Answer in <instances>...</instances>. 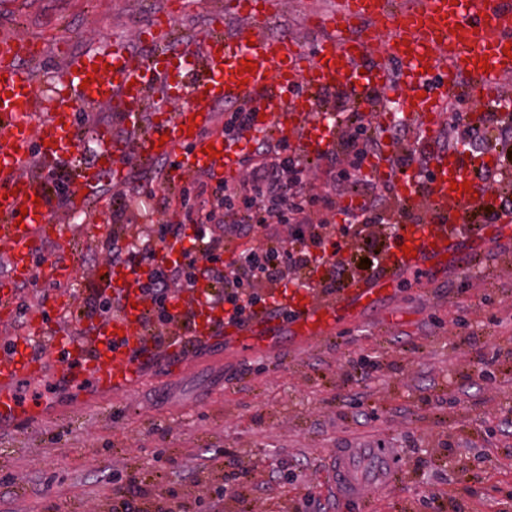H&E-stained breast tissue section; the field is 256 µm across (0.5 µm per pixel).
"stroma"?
<instances>
[{
    "label": "stroma",
    "mask_w": 512,
    "mask_h": 512,
    "mask_svg": "<svg viewBox=\"0 0 512 512\" xmlns=\"http://www.w3.org/2000/svg\"><path fill=\"white\" fill-rule=\"evenodd\" d=\"M267 31L305 47L325 37L312 15L337 0H274ZM226 0H0V41L40 42L30 68L48 90L67 58L120 38L135 56L147 48L140 27L160 15L178 48L223 20L228 34L250 26ZM82 160L91 161L94 131L132 143L134 128L117 111L83 107ZM56 228L41 256L75 267L68 283L43 278L12 282L5 344L41 324L77 336L93 323L87 296L100 292L101 246L112 213L57 208ZM383 243L379 228L348 235L325 275L366 272ZM195 366L166 376L167 357L144 371L131 391L104 393L91 379L74 380L61 363L14 388L37 416L0 424V512H110L116 488L147 487L214 512L203 486L224 489V512H235L224 462L234 454L254 465L251 492L261 512H512V239L494 246L474 269L401 275L397 291L376 310L344 319L334 334L309 346L276 340L266 353L242 357L232 338L204 344ZM393 449L395 488L356 501L337 499L327 462L337 448Z\"/></svg>",
    "instance_id": "stroma-1"
}]
</instances>
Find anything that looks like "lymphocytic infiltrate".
I'll return each mask as SVG.
<instances>
[{
    "label": "lymphocytic infiltrate",
    "instance_id": "f902f5d3",
    "mask_svg": "<svg viewBox=\"0 0 512 512\" xmlns=\"http://www.w3.org/2000/svg\"><path fill=\"white\" fill-rule=\"evenodd\" d=\"M337 111L346 124L336 148L310 158L287 139L252 148L241 159L234 180L213 182L208 172L196 173L193 191L171 194L165 182L145 194H122L123 209L154 215L152 231L165 242L181 239L183 227L163 221L170 208L180 209L187 222L198 225L192 247L180 260L156 267L140 290L150 310L156 349H164L169 327L183 326L173 315L171 299L193 291L206 280L220 288L219 301L229 323L248 326L260 310L274 311L279 322L290 314L274 307L278 286L322 257L336 234L338 215H350L362 225L379 223L377 202L383 184L361 179V162L373 156L374 112L379 93H372L366 110L347 112L349 97L333 92Z\"/></svg>",
    "mask_w": 512,
    "mask_h": 512
}]
</instances>
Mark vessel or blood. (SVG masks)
I'll return each mask as SVG.
<instances>
[{"label":"vessel or blood","instance_id":"1","mask_svg":"<svg viewBox=\"0 0 512 512\" xmlns=\"http://www.w3.org/2000/svg\"><path fill=\"white\" fill-rule=\"evenodd\" d=\"M239 13L255 23L237 37L211 33L197 55L177 53L174 41L156 24L146 25L141 37L149 51L133 56L120 43L72 61L49 94H38L27 64L10 42L0 44V240L9 245L13 277L20 282L35 273L33 258L54 223V202L40 177L20 176L32 154L48 162L76 158L80 138L76 115L92 102L117 105L123 119L137 128L135 149L142 161H175L176 173L221 170L233 174L247 140L271 131L296 136L297 148L314 157L335 142L336 130L321 112V101L342 89L355 100L367 92L390 87L386 60L404 67L411 91L401 100V111L416 115L418 150L426 174L395 168L372 159L369 171L389 184L408 208L419 202L430 207L422 221L403 225L394 244L372 270L349 279L338 289L281 288L275 298L291 312L290 337L305 341L333 333L339 317L357 309L377 307L393 290L399 275L419 266L469 269L495 243L512 238L511 224H462L461 215L490 193L477 170L481 158L463 149L438 150L439 131L447 98L470 96L476 81L486 101L501 95L500 82L512 76V0H414L398 7L393 0H343L325 21L329 37L305 50L290 36L269 35L268 10L254 0H239ZM381 26L393 34L391 43L364 38L367 27ZM254 68L243 71L244 60ZM183 101L179 111L154 110L148 126H141L143 107L154 91ZM248 105L254 118L243 140L232 142L213 129L217 105ZM94 160L79 165L69 186L76 207H83L100 180L121 175L126 148L108 129H99ZM212 153H205V146ZM465 182L468 192L453 190ZM414 255H405V247ZM175 242L160 246L154 263L126 271L124 278L108 275L120 308L90 333L72 340L70 359L76 374L92 378L104 390L138 384L139 364L152 351L144 336L147 306L139 284L153 264L174 260ZM171 311L189 320L187 334L175 351L190 354L197 342L212 338L224 327V309L211 299V288L200 282L193 300L172 299ZM276 319L259 312L252 327L235 333L241 353L261 352L273 340ZM34 337H13L10 352L0 357V422L20 423L33 408L17 402L13 385L36 378L47 365L32 349ZM331 484L338 499H361L368 492L390 493L395 483V459L386 448H339L329 462Z\"/></svg>","mask_w":512,"mask_h":512}]
</instances>
